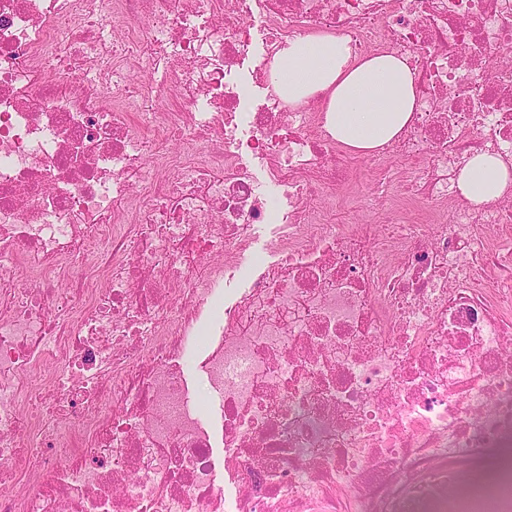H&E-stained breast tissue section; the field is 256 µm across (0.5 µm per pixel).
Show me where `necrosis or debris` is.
Here are the masks:
<instances>
[{
	"instance_id": "1",
	"label": "necrosis or debris",
	"mask_w": 512,
	"mask_h": 512,
	"mask_svg": "<svg viewBox=\"0 0 512 512\" xmlns=\"http://www.w3.org/2000/svg\"><path fill=\"white\" fill-rule=\"evenodd\" d=\"M316 31L417 73L382 221L335 223L357 161L271 80ZM482 151L512 167V0H0V512H512V189L457 191ZM271 227V225H262L256 230L253 252L243 262L239 276L240 282L248 279L258 264L262 262L268 263L273 260L265 250L266 240L269 237Z\"/></svg>"
}]
</instances>
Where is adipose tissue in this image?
<instances>
[{"mask_svg": "<svg viewBox=\"0 0 512 512\" xmlns=\"http://www.w3.org/2000/svg\"><path fill=\"white\" fill-rule=\"evenodd\" d=\"M273 76L289 102L326 97L325 127L337 142L365 153L383 146L409 123L416 83L406 60L388 54L357 55L347 41L317 32L289 41ZM512 184V169L495 155L475 153L457 188L470 202L485 203Z\"/></svg>", "mask_w": 512, "mask_h": 512, "instance_id": "1", "label": "adipose tissue"}]
</instances>
